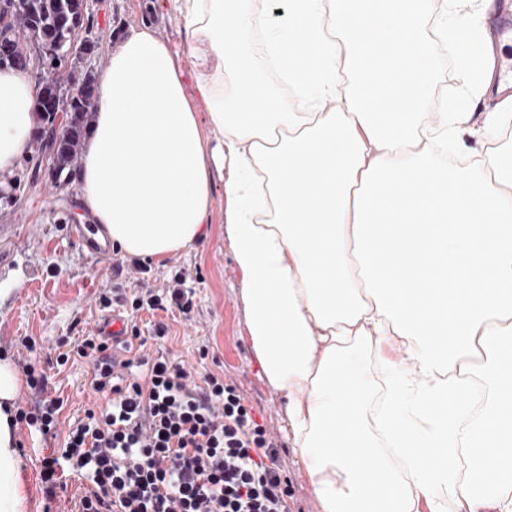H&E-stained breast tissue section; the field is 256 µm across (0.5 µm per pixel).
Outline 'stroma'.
<instances>
[{
	"instance_id": "35a3bbf8",
	"label": "stroma",
	"mask_w": 512,
	"mask_h": 512,
	"mask_svg": "<svg viewBox=\"0 0 512 512\" xmlns=\"http://www.w3.org/2000/svg\"><path fill=\"white\" fill-rule=\"evenodd\" d=\"M87 5L97 47L94 57L82 62V69L100 70L111 47L138 26L152 27L171 44L185 42L179 16L160 0H88ZM13 178L12 200L0 198V353L15 360L23 341H36L37 352L25 358L45 372L52 395L63 399L61 419L66 422L81 415L93 397L89 366L77 361L60 367L51 360L59 353L58 340L83 336L108 316L100 298L112 293V261L94 250V230L81 217L74 184L50 182L25 159ZM214 195L208 236L149 266L153 278L181 268L191 271L193 278L187 286L193 292L192 321L171 310L141 314L137 323L145 331L154 323H165L164 347L176 360L194 367L198 376L223 371L237 381L257 417L265 419L277 434L291 483L290 512H318L303 465L288 442L284 400L260 375L247 341L245 313L238 298L240 273L224 223L222 186H215ZM203 346L209 350L204 358L199 355ZM41 452L39 440L34 439L22 458L29 512H44L50 500L40 476Z\"/></svg>"
}]
</instances>
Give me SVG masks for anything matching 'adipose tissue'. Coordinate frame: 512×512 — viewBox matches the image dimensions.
Instances as JSON below:
<instances>
[{"mask_svg":"<svg viewBox=\"0 0 512 512\" xmlns=\"http://www.w3.org/2000/svg\"><path fill=\"white\" fill-rule=\"evenodd\" d=\"M284 2L167 0L189 71L152 28L128 33L74 172L85 216L158 263L207 236L221 179L250 348L319 512H512V147L468 145L512 120L493 47L473 39L457 101L422 119L432 40L456 45L492 2ZM38 95L0 69V175L29 150ZM19 388L0 357V512H27Z\"/></svg>","mask_w":512,"mask_h":512,"instance_id":"1","label":"adipose tissue"}]
</instances>
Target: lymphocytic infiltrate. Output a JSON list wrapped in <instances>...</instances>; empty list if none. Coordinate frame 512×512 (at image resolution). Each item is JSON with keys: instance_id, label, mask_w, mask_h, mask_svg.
<instances>
[{"instance_id": "obj_1", "label": "lymphocytic infiltrate", "mask_w": 512, "mask_h": 512, "mask_svg": "<svg viewBox=\"0 0 512 512\" xmlns=\"http://www.w3.org/2000/svg\"><path fill=\"white\" fill-rule=\"evenodd\" d=\"M114 267L135 283L133 311L172 307L191 316L187 270L153 283L139 262L118 259ZM166 333L161 323L148 337L131 328L130 339L143 351L117 360L100 331L59 353L57 364H90L93 391L109 396L63 434L62 400L48 394L43 373L25 365L30 396L15 423L63 438L40 460L43 481L53 487L71 474L84 478L82 512H288L290 482L271 431L229 375L211 373L195 382L169 352L149 347V339Z\"/></svg>"}]
</instances>
